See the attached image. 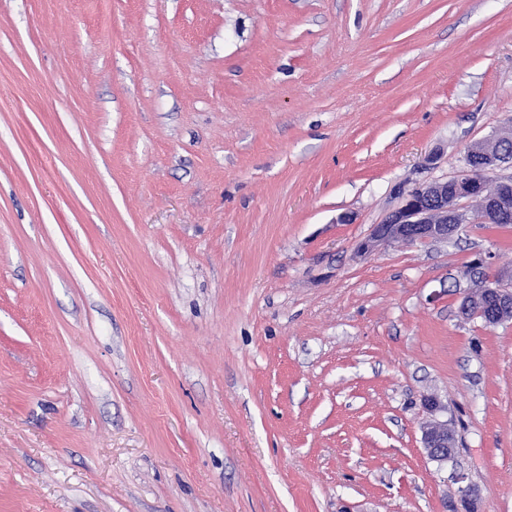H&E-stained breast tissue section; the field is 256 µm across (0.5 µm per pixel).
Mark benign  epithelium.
<instances>
[{
	"mask_svg": "<svg viewBox=\"0 0 512 512\" xmlns=\"http://www.w3.org/2000/svg\"><path fill=\"white\" fill-rule=\"evenodd\" d=\"M512 143V129H505L492 141L469 144L464 152V170L446 181H432L408 192L403 203L374 225L370 235L356 245V253L368 254L400 240L406 242L446 241L453 237L466 221L463 207L468 205L483 211H495L505 217L512 213V177L496 181L498 190L488 192L489 174L512 159L503 150ZM489 261L478 258L471 270L455 280L467 282L461 292V314L482 317L488 326L512 320V271H485ZM424 407L431 419L422 427V445L432 461L445 465L455 458V434L448 421L436 414L444 406L435 396L424 398ZM477 491L468 486L461 489L463 510L451 512H479Z\"/></svg>",
	"mask_w": 512,
	"mask_h": 512,
	"instance_id": "1",
	"label": "benign epithelium"
}]
</instances>
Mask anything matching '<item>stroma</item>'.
<instances>
[{
  "mask_svg": "<svg viewBox=\"0 0 512 512\" xmlns=\"http://www.w3.org/2000/svg\"><path fill=\"white\" fill-rule=\"evenodd\" d=\"M511 124L512 0H0V512H512V225L354 252ZM488 258H478L471 263V270L461 274L468 286L462 289L459 310L462 315L481 316L487 326H496L512 320V271H485ZM461 279L455 280L460 288ZM425 409L432 418L422 427V445L432 461L440 465H448L455 458V434L448 426V420H440L436 414L443 411L445 407L435 396H427L423 400Z\"/></svg>",
  "mask_w": 512,
  "mask_h": 512,
  "instance_id": "1",
  "label": "stroma"
}]
</instances>
